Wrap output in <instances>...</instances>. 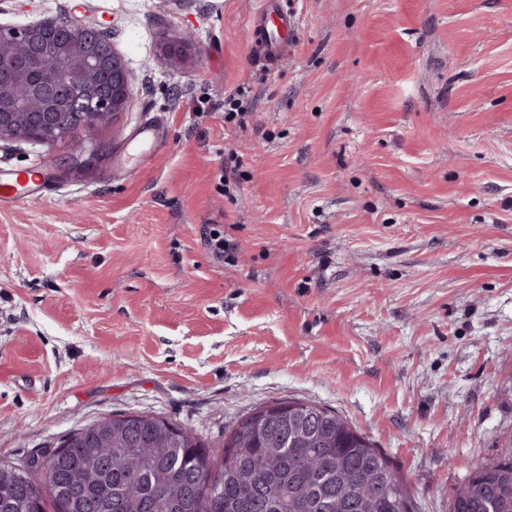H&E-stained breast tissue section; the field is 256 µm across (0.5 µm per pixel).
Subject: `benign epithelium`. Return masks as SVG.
<instances>
[{"mask_svg": "<svg viewBox=\"0 0 512 512\" xmlns=\"http://www.w3.org/2000/svg\"><path fill=\"white\" fill-rule=\"evenodd\" d=\"M192 46L188 33L160 43L171 64ZM134 77L109 33L69 18L0 26V141L54 144L129 109Z\"/></svg>", "mask_w": 512, "mask_h": 512, "instance_id": "obj_1", "label": "benign epithelium"}]
</instances>
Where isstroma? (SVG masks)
<instances>
[{
  "instance_id": "obj_1",
  "label": "stroma",
  "mask_w": 512,
  "mask_h": 512,
  "mask_svg": "<svg viewBox=\"0 0 512 512\" xmlns=\"http://www.w3.org/2000/svg\"><path fill=\"white\" fill-rule=\"evenodd\" d=\"M259 2L0 0V24L106 30L138 87L73 142H0V168L56 176L0 210V458L131 411L216 442L297 398L448 512L475 464L512 461V0H288L273 64ZM183 33L187 61H159ZM263 6L249 20L253 43L264 57L271 60L275 54L288 51V39L295 32L292 17L281 0H264ZM273 1V3L267 2Z\"/></svg>"
}]
</instances>
